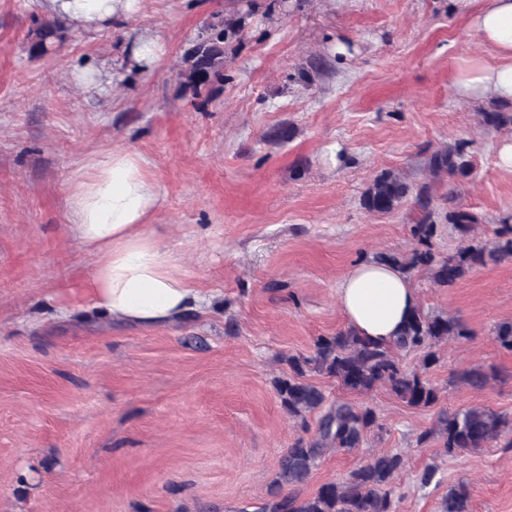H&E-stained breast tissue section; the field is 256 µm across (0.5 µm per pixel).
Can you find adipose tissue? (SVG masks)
<instances>
[{"mask_svg": "<svg viewBox=\"0 0 512 512\" xmlns=\"http://www.w3.org/2000/svg\"><path fill=\"white\" fill-rule=\"evenodd\" d=\"M141 0H46L51 17L102 30L126 19ZM470 12L475 38L499 59L495 66L464 69L455 82L460 99L487 95L512 101V0H455ZM164 202L161 190L136 153L107 152L78 178L71 193L74 228L99 261L87 279L86 306L140 325L156 326L188 311L204 310L208 295L182 274L173 251L149 231ZM337 301L349 327L359 335L389 343L418 307L407 275L396 266L372 259L355 263L342 279Z\"/></svg>", "mask_w": 512, "mask_h": 512, "instance_id": "adipose-tissue-1", "label": "adipose tissue"}]
</instances>
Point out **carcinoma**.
I'll use <instances>...</instances> for the list:
<instances>
[{"label":"carcinoma","mask_w":512,"mask_h":512,"mask_svg":"<svg viewBox=\"0 0 512 512\" xmlns=\"http://www.w3.org/2000/svg\"><path fill=\"white\" fill-rule=\"evenodd\" d=\"M61 32L62 27L57 21L43 24L35 32L31 51L39 56L49 53L62 39ZM235 34L236 28L231 23H212L207 27L205 35L184 54L186 69L183 77L187 85L196 88L221 77L224 45ZM431 167L452 178L467 175L469 163L461 147L454 145L436 153L431 158ZM408 191V185L399 178L383 174L364 193L363 205L371 212H389ZM415 203L422 211V218L413 225L412 234L420 243L426 244L434 230V225L430 224V199L426 190L418 192ZM448 223L466 235L477 223V218L466 210L455 208L448 211ZM509 259H512V227L507 223L503 224L492 245H469L439 260L428 249L416 250L411 257L403 259L388 254L376 256V260L394 264L404 272L418 266L430 267L435 282L447 287L462 280L476 266ZM467 334L466 325L461 320L430 316L418 309L389 345L372 341L349 328L334 336L317 337L312 357L288 358L290 374L275 384L282 406L292 417L303 419L315 411L321 412V417L313 437L295 440L282 456L276 485L305 483L316 461L327 451L354 448L379 427L378 417L370 408L356 407L348 402L325 405L321 389L301 380L306 370L312 368L334 377L353 392H368L386 385L408 405L428 407L437 402L438 392L418 373L405 372L395 351L427 349L423 359V366L427 368L437 361L434 347L439 342ZM459 381L481 388L488 377L473 369L460 374ZM505 432H512V419L474 406L443 414L434 430L419 434L418 443H426L437 435L443 439L448 453L468 452L492 444ZM402 467L400 455L382 453L353 470L346 481L326 482L307 497L273 493L258 512H392V500L383 487ZM469 502L468 486L459 483L442 500L439 512H469Z\"/></svg>","instance_id":"obj_1"}]
</instances>
